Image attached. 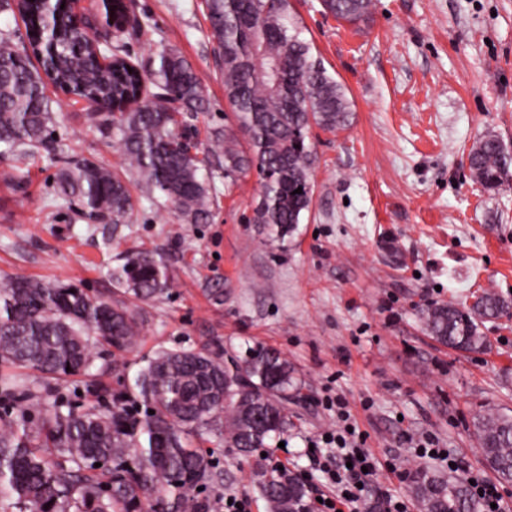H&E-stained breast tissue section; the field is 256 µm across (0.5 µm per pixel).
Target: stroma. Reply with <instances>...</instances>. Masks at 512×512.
<instances>
[{
  "label": "stroma",
  "mask_w": 512,
  "mask_h": 512,
  "mask_svg": "<svg viewBox=\"0 0 512 512\" xmlns=\"http://www.w3.org/2000/svg\"><path fill=\"white\" fill-rule=\"evenodd\" d=\"M133 7L142 29L121 38L130 60L149 69L166 45L192 64L208 104L183 113L181 128L206 144L231 112L203 0ZM289 12L353 103L349 128L310 132L313 201L293 235L252 223L256 172L228 188L220 160L205 171L217 187L208 223H185L138 187L125 223L81 221L57 197L58 172L82 158L119 169L122 156L87 123L83 100L53 89V150L18 172L0 156V279L70 281L109 299V272L128 252L162 253L174 287L144 306L145 331L123 361L161 347L278 349L302 382L301 403L267 462L319 486L304 450L335 427L339 400L382 466L377 485L406 499V474L420 464L410 439L434 437L476 469L473 417L512 414V316L485 324V353L437 344L419 318L484 289L512 298V183L484 191L465 161L489 132L512 148V0H373L355 25L319 0H289ZM124 381L107 350L63 387L82 404L88 386L115 392ZM215 460L221 479L208 498L251 494V461L231 448Z\"/></svg>",
  "instance_id": "stroma-1"
}]
</instances>
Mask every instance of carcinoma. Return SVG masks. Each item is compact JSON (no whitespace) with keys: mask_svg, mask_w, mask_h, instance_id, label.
I'll return each mask as SVG.
<instances>
[{"mask_svg":"<svg viewBox=\"0 0 512 512\" xmlns=\"http://www.w3.org/2000/svg\"><path fill=\"white\" fill-rule=\"evenodd\" d=\"M62 0L27 6V29L49 40L41 64L0 33V155L24 164L52 146L54 116L48 85L88 103L87 121L121 150L127 171L88 159L67 162L58 199L78 203L96 223H123L132 209L130 176L159 192L190 224L208 220L214 184L200 176L209 156H224L227 186L254 166L263 180L252 223L283 239L310 208L315 157L311 127L328 132L351 123L345 86L310 53L290 26L288 0H205L224 77L232 124L200 150L179 130L180 115L205 109V89L176 50L161 48L148 74L112 53L102 64L95 47L68 37ZM373 0H321L324 13L349 24L365 20ZM248 137V149L238 134ZM469 171L486 191L512 179V151L486 134L468 152ZM302 192H296V189ZM110 302L64 281L15 275L0 281V366L37 372L45 381L87 375L97 348L131 352L145 318L140 304L169 295L172 277L162 255L132 251L111 271ZM512 314V299L485 289L467 302L427 306V336L462 352L490 347L482 327ZM300 383L288 358L256 348L241 358L224 350L158 349L142 358L112 402L70 404L17 374L0 373V512H210L195 491L217 478L213 451L193 438L204 430L217 444L250 454L288 429V403ZM472 436L482 460L512 485V416L479 413ZM252 483L266 512H307L308 490L286 469L256 465ZM410 492L420 512H480L464 478L417 469Z\"/></svg>","mask_w":512,"mask_h":512,"instance_id":"1","label":"carcinoma"}]
</instances>
